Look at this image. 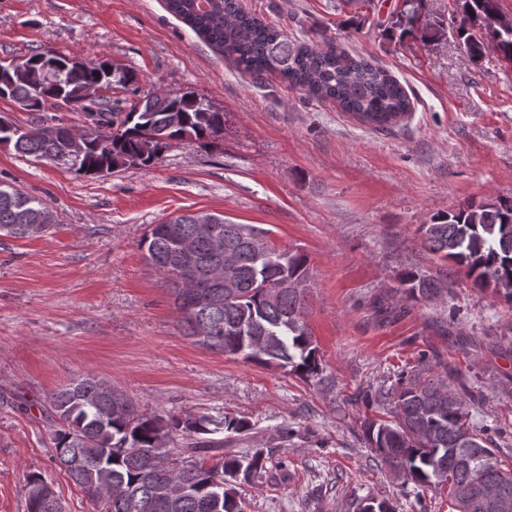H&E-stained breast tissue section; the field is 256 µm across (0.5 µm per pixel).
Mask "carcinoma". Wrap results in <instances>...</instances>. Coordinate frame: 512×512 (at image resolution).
<instances>
[{"mask_svg": "<svg viewBox=\"0 0 512 512\" xmlns=\"http://www.w3.org/2000/svg\"><path fill=\"white\" fill-rule=\"evenodd\" d=\"M425 0H404L385 28L389 38L416 31L425 44L445 35L443 24L422 19ZM168 11L195 34L230 55L254 77L278 74L316 99L336 102L361 124L383 129L412 111L405 87L391 72L332 40L319 46L288 36L284 30L246 11L241 0H165ZM456 32L470 61L488 53L512 61V24L503 18L499 0H463ZM132 73L38 52L25 60L0 59V99L28 112L46 107L81 111L92 118L89 137L74 148L65 127L34 123L20 126L0 116V144L24 157L46 159L91 177L149 167L175 142L214 139L224 132V113L192 90L154 92L125 111L88 89L106 84L126 86ZM55 217L39 199L16 188L0 187V236L39 237ZM204 224L220 227V236L201 233ZM194 240L192 259L176 251L172 234ZM248 224H232L220 213L192 212L152 225L140 245L148 264L182 296L184 335L205 348L239 356L285 374L331 385L323 374L317 346L305 322L309 271L306 257L266 241L267 253L246 240ZM430 252L444 268L438 276L415 270L398 275L394 294L377 296L373 307L389 308L394 295L430 299L450 291L460 271L479 288H490L512 303V199L467 202L419 227ZM482 392L448 368L436 369L427 353L400 372L396 383L363 398L360 423L364 443L375 459L404 481L424 489L448 488L452 512H460L468 491V512H498L495 501L472 486L471 474L483 471L484 483L499 498L512 501V469L501 464L502 449L512 446L487 436L490 428L468 421L467 405ZM47 412L56 466L79 488L103 487L104 504L95 512H245L241 482L269 477L270 456L224 451L220 434H242L250 422L224 414L144 413L123 390L104 378L86 375L52 391ZM188 464L173 473L172 456ZM45 480L32 473L23 492L27 512L41 497ZM354 512H393L386 499L367 498Z\"/></svg>", "mask_w": 512, "mask_h": 512, "instance_id": "1", "label": "carcinoma"}]
</instances>
